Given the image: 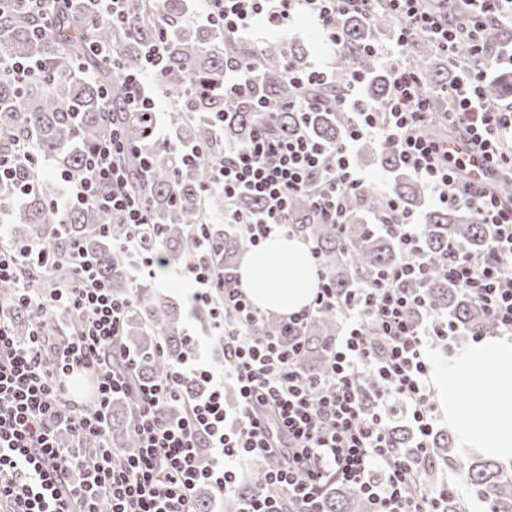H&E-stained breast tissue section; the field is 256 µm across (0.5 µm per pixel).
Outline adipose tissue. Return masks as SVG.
Wrapping results in <instances>:
<instances>
[{"label":"adipose tissue","instance_id":"1","mask_svg":"<svg viewBox=\"0 0 512 512\" xmlns=\"http://www.w3.org/2000/svg\"><path fill=\"white\" fill-rule=\"evenodd\" d=\"M238 286L260 310L282 316L308 307L320 269L296 236L273 234L246 253ZM438 410L459 447L512 462V336L461 347L432 375Z\"/></svg>","mask_w":512,"mask_h":512}]
</instances>
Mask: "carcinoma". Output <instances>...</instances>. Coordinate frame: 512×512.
Returning <instances> with one entry per match:
<instances>
[{
  "label": "carcinoma",
  "mask_w": 512,
  "mask_h": 512,
  "mask_svg": "<svg viewBox=\"0 0 512 512\" xmlns=\"http://www.w3.org/2000/svg\"><path fill=\"white\" fill-rule=\"evenodd\" d=\"M188 0H131L130 25H114L94 19L89 3L81 6L61 4L57 10L55 29L49 35L38 31L44 24L42 14L30 6L29 0H9L0 7V43L13 59L38 60L43 65L40 77L17 85L0 76V153L13 152L21 144L35 148L42 156L55 161L60 169L73 173L82 170L88 151L105 135L112 113L121 111V91L112 86V68L93 55L84 40L85 28L94 38L120 53L124 68L140 65L143 47L158 37L166 40L169 69L162 87L170 99L172 111L167 120L180 142L198 152L188 163L157 148L146 136V124L130 116L124 129L128 143L136 154L126 157L129 168L128 189L148 206L161 231L160 266H182L191 262L194 253L191 233L193 225H209L211 260L216 270L229 272L236 256L249 247L248 241L230 226L211 223L212 216L224 211V195L206 191L212 181L214 165L224 158V146L247 144L257 129L268 126L279 135L291 137L298 130L333 145L344 136L348 115L336 110L334 98L344 91L351 71L364 72L366 98L380 102L390 91L392 71L381 58L363 51L376 41L381 28L396 23L385 7L369 21L360 15L345 14L336 19L343 32L345 50L336 56L335 82L314 86L302 92L288 85V65H307V49L284 45L275 37L261 46L226 39L208 24L193 29L184 25ZM507 42L506 30L488 26L483 31L487 49H497ZM412 63L425 74L422 93L431 98L432 106L444 108L443 101L432 96L451 82L455 69L471 64L468 45L455 51L456 67H438L434 46L425 36L412 39ZM252 63L248 85L238 90L224 86V73L242 61ZM90 70V76L75 73L77 65ZM109 97H104V90ZM485 96L499 104L512 98V74L500 75L484 88ZM308 99L312 107L306 117L288 108V104ZM223 121L216 131L214 123ZM358 151L377 161L392 174L390 193L402 209L417 213L423 224V248L435 257L445 258L452 250L479 253L484 250L489 230L476 223L472 211L463 205L431 208L426 204V187L402 164L397 147L388 141L364 139ZM149 166L140 165V158ZM39 188L18 208L7 200L0 205L9 208L13 224L27 226L28 238L40 237L62 253L71 240L79 242L99 277L117 296L133 298L124 324L123 341L137 356L136 376L149 381L166 374L191 348L184 331L183 317L167 296L153 291L143 280L130 274L129 258L113 250L112 237L101 232V225H113L119 232V218L99 208L78 205L65 217L55 210L57 182L49 177L38 180ZM385 202L373 189L366 188L352 196L347 205L346 224L342 231L319 218L306 198L299 196L288 203V222L292 231L315 246L340 293L361 281H370L377 273L399 262L396 242L372 231L367 221L383 211ZM72 278L70 264L61 261L42 279L34 272L26 274L33 288H64ZM432 307L446 311L461 334L469 336L492 333L493 324L461 287L448 282V275L436 266L426 283ZM19 339L31 330V321L22 309L6 308ZM339 316L325 312L308 324L305 336V369L311 373L325 366V347L336 335ZM82 322L77 312L59 314L54 309L44 315V330L57 337L71 333ZM133 404L130 399L112 403L106 425V439L125 456L137 451L132 432ZM396 447L416 460L426 481H431L440 466H455L459 474L485 503L487 512H512V479L506 477L491 460L456 459L448 434L433 436L427 465L408 446L405 435L394 431ZM326 512H362L364 505L352 490L336 483L326 486Z\"/></svg>",
  "instance_id": "obj_1"
}]
</instances>
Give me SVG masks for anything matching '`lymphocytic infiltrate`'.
<instances>
[{"instance_id":"lymphocytic-infiltrate-1","label":"lymphocytic infiltrate","mask_w":512,"mask_h":512,"mask_svg":"<svg viewBox=\"0 0 512 512\" xmlns=\"http://www.w3.org/2000/svg\"><path fill=\"white\" fill-rule=\"evenodd\" d=\"M203 2L201 22L228 38L240 37L257 20L284 32L299 16H309L333 55L344 48L337 14L369 17L383 6L401 21L394 52H402L417 32L430 34L444 48L463 34L474 57L446 90L453 107L444 119L457 131L452 139L428 134L432 112L420 93L424 75L402 60L393 67L388 97L373 104L360 103L365 77L351 72L335 103L349 112L350 123L336 144L262 129L246 145L225 148L212 185L224 194L225 223L235 225L250 245L273 233H290L288 200L297 194L307 195L322 219L343 226L347 199L367 186L354 148L363 138L377 137L396 141L404 164L438 205L465 204L477 223L488 225V246L479 254L458 251L437 261L423 249L417 216L388 201L392 220L376 222L374 229L394 238L400 262L342 294L321 282L308 308L285 317L288 335L261 336L256 328L264 313L235 278L215 276L204 234L195 231V257L182 273L195 285L192 310L212 316L210 333L222 347L224 364L217 371L194 356L148 382L133 373L135 357L121 342L127 304L98 278L79 243H71L64 256L74 271L73 287L47 293L23 286L22 264L28 260L33 269L48 270L63 256L38 237L17 255L0 253V280L19 285L9 304L24 309L32 323L28 342L20 343L0 319V512H99L103 500L109 512H197L198 485L224 498L241 495L240 464L256 455L268 462L265 480L243 495L240 512H324L331 479L363 496L369 512H443L458 487L422 485L420 472L393 444L390 415L401 406L417 450L427 453L436 421L430 352L437 345L450 347L458 334L455 323L427 300L425 284L436 264L494 320L497 334L512 335V204L488 186L489 177H512V109L488 103L481 93L491 63L479 40L484 26L512 24V0H471L475 18L462 34L449 28L447 15L424 10L422 0ZM95 52L111 62L126 111L148 119L150 136L165 150L184 153L157 117L153 89L167 66L164 41L145 46L143 64L135 70L121 66L116 50L99 45ZM461 145L478 153L480 168L461 160ZM127 154L118 124L87 154L78 175L30 149L20 156L4 153L0 191H8L17 205L36 190L34 172L53 176L61 186L56 210L101 205L118 214L124 228L114 248L139 259L141 270L150 273L159 243L145 238L146 209L125 190ZM245 195L262 201V210L235 209ZM51 305L64 313L81 311L84 321L67 344L50 349L41 318ZM330 310L339 313L343 331L328 346V367L305 374L299 332L314 315ZM368 323L377 328V340L365 336ZM77 373L95 383L94 410L78 407L69 396L70 378ZM364 379L375 384L369 400L360 389ZM191 381L203 386L198 396L185 393ZM118 395L135 402L139 450L130 457L103 444V425ZM61 428L72 437L65 448L55 440Z\"/></svg>"}]
</instances>
